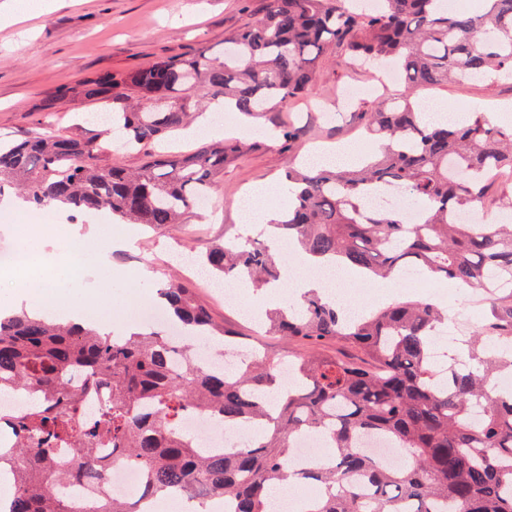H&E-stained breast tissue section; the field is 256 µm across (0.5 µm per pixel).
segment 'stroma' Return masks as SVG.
Instances as JSON below:
<instances>
[{
	"label": "stroma",
	"instance_id": "stroma-1",
	"mask_svg": "<svg viewBox=\"0 0 512 512\" xmlns=\"http://www.w3.org/2000/svg\"><path fill=\"white\" fill-rule=\"evenodd\" d=\"M8 2L0 0V138L7 139L46 127L92 136L97 127L83 117L96 111V103L63 96L62 87L99 73L134 70L161 58L184 56L201 45L213 57H223L225 39L258 18L269 4V0H57L52 12L5 21L1 15ZM367 85L375 86V94L337 103L343 87ZM394 91V86L381 84L375 71L353 65L344 52L328 54L308 96L289 102L269 118L252 120L243 138L244 152L224 163L216 212L197 210L184 223L159 227L104 219L103 227L113 231L109 239L113 266L104 265L96 251L108 239L94 235V220L72 222L63 208L55 211L56 224L45 226L33 223V209L22 207L13 221L0 220V244L18 246L26 237L41 242L50 280L60 289L53 306H88L98 313L102 325L125 332L123 317L133 304L154 298L171 278H186L189 258L206 246L245 233L240 202L254 185L279 181L289 162L359 141L360 112ZM415 97L447 106L468 119L480 112L494 120L499 105L512 104V78H500L490 86L451 82L417 90ZM287 121L308 125L309 131L284 150L270 132ZM75 238L86 249L81 270L73 274L62 257ZM235 284L229 278L196 287L199 301L216 324L251 337L259 350L274 355L286 349L306 352L305 344L284 345L279 337L266 335L260 321L246 311L229 308L224 292ZM410 288L407 281L385 280L373 289L347 282L339 300L358 311L378 307L384 299L392 304L405 300Z\"/></svg>",
	"mask_w": 512,
	"mask_h": 512
}]
</instances>
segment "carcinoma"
<instances>
[{"mask_svg": "<svg viewBox=\"0 0 512 512\" xmlns=\"http://www.w3.org/2000/svg\"><path fill=\"white\" fill-rule=\"evenodd\" d=\"M439 2L383 0L377 10H352L345 0H271L230 35L222 60L200 47L70 86L72 97L107 113L99 136L47 129L0 142V196L15 188L37 209L62 204L81 216L105 211L132 224H179L197 199L214 194L224 162L244 144L220 139L188 152H157L128 171L99 163L103 141L123 153L155 144L218 97L246 115L267 112L309 93L320 60L338 48L396 66L403 90L361 113L381 150L342 170L288 168L290 206L275 228L324 259L322 267H355L371 280L411 271L427 284L497 289L469 340L477 368L454 366L445 377L432 370L431 341L444 315L425 298L352 318L311 292L297 306L267 313L270 335L309 346L292 359L287 386L278 362L256 350L238 372L226 373L198 364L190 343L178 350L155 331L116 337L21 311L0 318V391L29 398L10 416L0 414V429L12 437L9 512H75L60 486L103 482L97 449L104 446L145 473L141 496L221 497L231 512H269V491L291 473L313 492L304 512H512V392L488 388L491 374L512 368V225L455 220L486 200L496 176L512 173V128L482 115L437 125L411 100L419 88L512 74V0H472L461 11ZM301 135L290 123L276 140L286 147ZM393 189L419 202V223L394 209L366 208L370 197ZM199 264L220 279L280 284L276 257L259 239L212 244ZM159 297L185 334L233 343L192 284L171 282ZM331 341L354 345L371 364L324 356ZM79 372L89 388H112V404L89 421L81 393L70 386ZM193 408L226 427L259 426L263 438L203 454L179 424ZM304 433L325 436L327 462L289 460L293 439ZM365 436L395 443L403 463L386 465L361 449ZM70 452L78 463L63 470L59 459Z\"/></svg>", "mask_w": 512, "mask_h": 512, "instance_id": "1", "label": "carcinoma"}]
</instances>
